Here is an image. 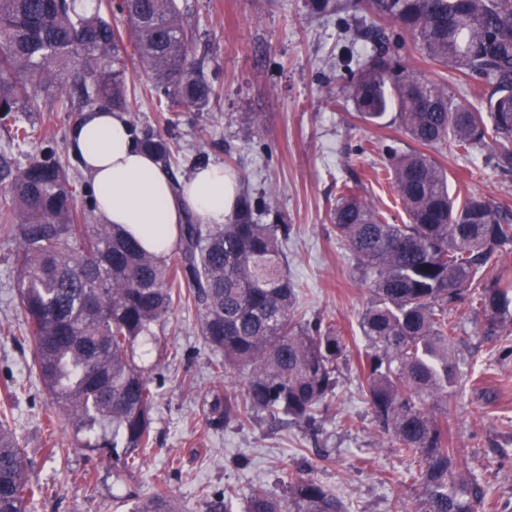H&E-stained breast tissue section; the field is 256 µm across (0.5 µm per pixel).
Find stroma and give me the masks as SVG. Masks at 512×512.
<instances>
[{
	"label": "stroma",
	"mask_w": 512,
	"mask_h": 512,
	"mask_svg": "<svg viewBox=\"0 0 512 512\" xmlns=\"http://www.w3.org/2000/svg\"><path fill=\"white\" fill-rule=\"evenodd\" d=\"M179 2L200 37L196 59L217 77L216 93L207 111L169 117L156 110L153 86L132 60L127 83L137 90L138 107L127 120L167 130L176 157L174 180L191 174L193 158L234 170L241 188L260 198L261 221L289 226L284 249L288 270L302 285L303 313L344 327L356 336L357 349H364L359 320L370 294L329 213L338 187L348 183L389 223H407L396 191L376 180L373 169L389 151L415 147L396 112L368 125L346 99L348 70L361 67L373 48L361 30L375 24V17L347 2L327 14L313 13L308 0ZM402 42L401 54L412 68L446 84L453 101L470 99L471 79L424 58L410 37ZM247 114L255 116L254 124H244ZM78 118L75 112L0 118V151L8 147L11 122L34 125L41 145L50 146L74 176L76 203L85 209L89 184L68 146ZM428 154L447 172L451 194L476 193L512 210V177L488 162L486 151L464 156L444 146ZM13 249L0 235V387L17 380L25 390L12 399L0 390V409L11 411L27 475L41 487L29 512H131L158 489L168 491L182 512H207L208 497L228 486L238 493L232 512H243L252 485L282 497L289 473L298 471L332 489L348 512H419L422 490L409 474L421 461L401 456L375 427L354 366L342 368L317 431L264 418L243 425L213 422L208 401L242 397L244 377L213 375L216 355L201 336L199 313L179 301L152 338L135 348L139 364H158L165 377L153 412L154 444L139 466L124 470L107 453L72 446L69 429L48 434L42 415L50 400L30 369L29 345L22 339ZM458 336L473 367L448 399V435L482 487L477 512H512V326L488 337L483 316L473 313L461 319ZM52 437L65 444L54 456L46 451Z\"/></svg>",
	"instance_id": "35a3bbf8"
}]
</instances>
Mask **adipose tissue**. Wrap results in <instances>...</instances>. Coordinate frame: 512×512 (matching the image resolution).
<instances>
[{
	"label": "adipose tissue",
	"mask_w": 512,
	"mask_h": 512,
	"mask_svg": "<svg viewBox=\"0 0 512 512\" xmlns=\"http://www.w3.org/2000/svg\"><path fill=\"white\" fill-rule=\"evenodd\" d=\"M68 145L89 183L101 222L123 225L157 256L175 247L180 224L191 219L222 224L235 210L236 174L211 163L189 179L174 181L135 144L119 112L85 111L71 128Z\"/></svg>",
	"instance_id": "ef3b65f1"
}]
</instances>
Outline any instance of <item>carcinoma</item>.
Wrapping results in <instances>:
<instances>
[{
    "label": "carcinoma",
    "mask_w": 512,
    "mask_h": 512,
    "mask_svg": "<svg viewBox=\"0 0 512 512\" xmlns=\"http://www.w3.org/2000/svg\"><path fill=\"white\" fill-rule=\"evenodd\" d=\"M369 11L411 34L425 57L463 75H478L480 106L448 99L445 87L403 62L400 44L378 30L377 44L345 86L367 122L394 110L405 134L423 147L450 144L471 152L493 136L497 167L512 174V0H364ZM76 0H0V112L129 109L124 44L133 46L167 112H201L213 85L190 60L193 24L177 0H124L122 30L105 13ZM16 126L9 142L35 139ZM135 141L170 164L164 134ZM383 170L407 224H389L356 190L343 186L330 223L356 257L370 301L359 328L366 341L357 376L377 426L399 452L421 459L412 479L421 512H474L463 475L467 461L449 447L448 396L467 357L449 314L461 304L485 319L492 336L512 324V280L491 272V258L512 243V212L476 194L450 197L446 172L424 152L392 151ZM0 233L15 246L18 300L32 366L50 398V430L65 421L84 447L109 449L124 468L139 466L153 439L152 413L162 376L135 363L133 347L182 298L200 313L205 343L220 358L213 373L245 374L244 400L216 401L212 411L243 424L313 426L327 411L338 361L352 353L344 330L298 316L300 285L288 272L286 224L260 222V204L239 194L224 224L180 227L177 258L146 250L119 224H91L77 209L75 188L49 149L20 162L0 155ZM189 285L187 295L174 286ZM26 461L7 410L0 411V512H27L41 487ZM133 512H178L160 491ZM245 512H348L313 477L288 474L287 498L250 487Z\"/></svg>",
    "instance_id": "obj_1"
}]
</instances>
